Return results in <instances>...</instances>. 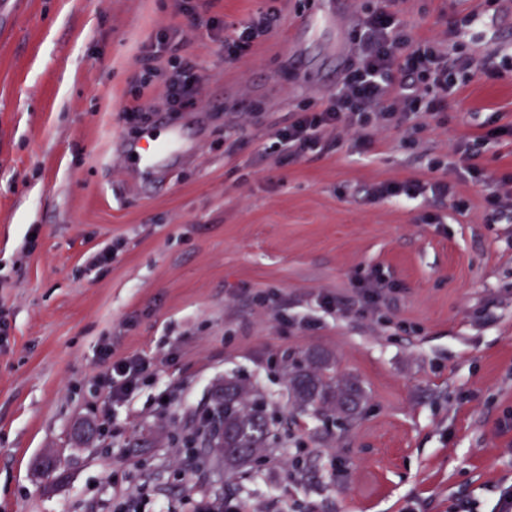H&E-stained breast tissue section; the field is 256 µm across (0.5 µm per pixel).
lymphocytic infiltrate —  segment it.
Here are the masks:
<instances>
[{
	"label": "lymphocytic infiltrate",
	"instance_id": "obj_1",
	"mask_svg": "<svg viewBox=\"0 0 512 512\" xmlns=\"http://www.w3.org/2000/svg\"><path fill=\"white\" fill-rule=\"evenodd\" d=\"M355 59L335 93L320 108L297 113L278 135L292 156L315 148L329 135L351 133L373 141L383 129L399 128L417 118L442 123L449 96L468 81L473 63L453 46L418 40L407 31L397 12L381 8L369 13L353 33ZM449 197L447 181H387L373 186L372 199L407 202L423 193ZM152 364L141 356L113 363L103 385L116 403L126 402Z\"/></svg>",
	"mask_w": 512,
	"mask_h": 512
}]
</instances>
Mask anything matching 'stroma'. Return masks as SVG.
I'll return each mask as SVG.
<instances>
[{"instance_id":"stroma-1","label":"stroma","mask_w":512,"mask_h":512,"mask_svg":"<svg viewBox=\"0 0 512 512\" xmlns=\"http://www.w3.org/2000/svg\"><path fill=\"white\" fill-rule=\"evenodd\" d=\"M192 4L0 0V512H491L512 484V222L457 179L453 146L512 124V74L487 58L512 52V0H398L414 38L475 60L444 125L299 157L276 132L335 92L384 0H209L198 27ZM269 8L272 30L228 58L225 24ZM186 62L199 85L179 106ZM175 129L192 157L118 162L124 140ZM438 174L467 209L364 193ZM312 350L360 381L353 425L299 423L251 478L197 469L179 438L225 379L284 417L282 360ZM135 354L154 375L113 405L97 379Z\"/></svg>"}]
</instances>
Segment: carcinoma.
Instances as JSON below:
<instances>
[{
	"instance_id": "1",
	"label": "carcinoma",
	"mask_w": 512,
	"mask_h": 512,
	"mask_svg": "<svg viewBox=\"0 0 512 512\" xmlns=\"http://www.w3.org/2000/svg\"><path fill=\"white\" fill-rule=\"evenodd\" d=\"M288 397L310 419L339 416L353 420L365 402L359 382L339 373L336 362L322 352L292 361ZM187 441L209 449L200 456L202 463L248 476L256 473L254 463L258 458L267 457V448L284 444L274 419L268 415V403L236 379L224 382L222 395L204 423L187 433Z\"/></svg>"
}]
</instances>
